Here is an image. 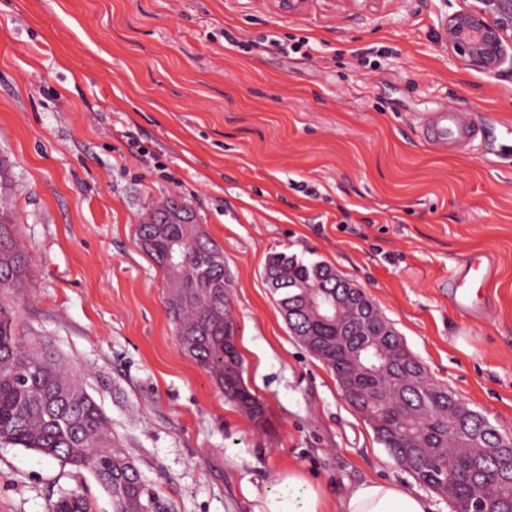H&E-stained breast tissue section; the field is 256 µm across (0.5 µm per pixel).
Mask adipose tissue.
Returning a JSON list of instances; mask_svg holds the SVG:
<instances>
[{
	"label": "adipose tissue",
	"mask_w": 512,
	"mask_h": 512,
	"mask_svg": "<svg viewBox=\"0 0 512 512\" xmlns=\"http://www.w3.org/2000/svg\"><path fill=\"white\" fill-rule=\"evenodd\" d=\"M327 494L296 468L277 474V486L262 499L258 512H325ZM424 493L406 490L393 480L361 483L340 497L336 512H428Z\"/></svg>",
	"instance_id": "obj_1"
}]
</instances>
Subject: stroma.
<instances>
[{
    "instance_id": "stroma-1",
    "label": "stroma",
    "mask_w": 512,
    "mask_h": 512,
    "mask_svg": "<svg viewBox=\"0 0 512 512\" xmlns=\"http://www.w3.org/2000/svg\"><path fill=\"white\" fill-rule=\"evenodd\" d=\"M458 8L0 0V157L31 258L0 307L87 382L176 512H255L291 467L333 499L367 480L420 488L290 332L264 279L275 253L363 288L431 378L512 437V78L456 59L441 21ZM446 104L482 128L471 150L418 136L419 114ZM170 196L224 252L265 426L179 345L136 237ZM479 251L495 280L469 317L448 280ZM74 486L69 467L0 445V512H48Z\"/></svg>"
}]
</instances>
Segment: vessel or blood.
<instances>
[{"instance_id": "1", "label": "vessel or blood", "mask_w": 512, "mask_h": 512, "mask_svg": "<svg viewBox=\"0 0 512 512\" xmlns=\"http://www.w3.org/2000/svg\"><path fill=\"white\" fill-rule=\"evenodd\" d=\"M421 138L442 150H463L473 146L483 136L468 113L454 106H446L435 112H428L418 119ZM493 276V262L484 252L467 257L457 267L450 283L455 290V304L467 314L479 312L483 307V290Z\"/></svg>"}]
</instances>
